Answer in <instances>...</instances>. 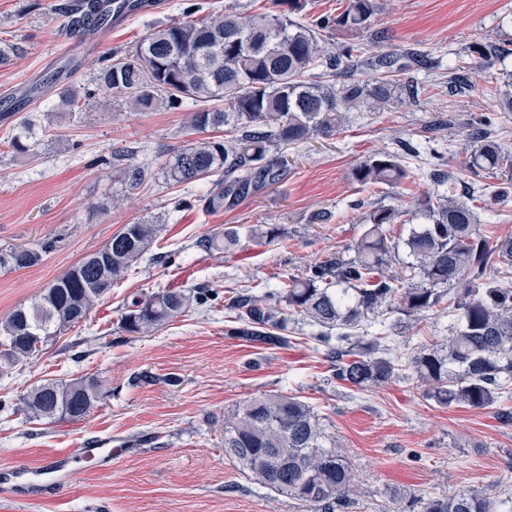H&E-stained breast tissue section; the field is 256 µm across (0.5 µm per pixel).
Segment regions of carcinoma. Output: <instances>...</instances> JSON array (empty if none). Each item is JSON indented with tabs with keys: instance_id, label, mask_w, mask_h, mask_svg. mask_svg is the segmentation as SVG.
<instances>
[{
	"instance_id": "cac0c4a2",
	"label": "carcinoma",
	"mask_w": 512,
	"mask_h": 512,
	"mask_svg": "<svg viewBox=\"0 0 512 512\" xmlns=\"http://www.w3.org/2000/svg\"><path fill=\"white\" fill-rule=\"evenodd\" d=\"M288 10L244 14L234 5L224 14L187 20L150 33L134 51L101 68L98 89L130 100L142 111L178 108L187 99L205 103L191 114V126L227 137H209L176 150L165 163L166 181L184 188L213 179L207 208L236 207L256 190L277 183L288 170L287 150L342 130L346 113L365 104L381 110L420 89L406 73L437 68L439 58L414 49L366 52L358 37L371 30L380 0H345L336 15L301 23L291 15L305 0H273ZM144 0H67L60 8L64 26L86 29L113 13L141 10ZM346 40L332 51L328 40ZM473 66H448L454 92L474 87L471 68H491L508 50L493 42L473 49ZM360 67L379 73L356 80ZM491 118L475 117L467 138L465 167L482 178L512 170V150L499 143ZM122 179L140 187L149 169L116 152ZM436 187L417 200L429 223L395 242L391 225L402 210L380 206L363 219L355 255L338 251L305 267L278 288L255 293L241 288L224 297L229 325L224 334L259 345L286 346L289 324L302 320L315 328L311 339L323 347L333 377L367 390L396 379L425 386L426 399L441 407L486 409L512 391V236L494 242L480 231L476 208L484 190L457 193L459 179L440 164L426 173ZM352 178L362 186H393L411 178L400 152L378 151L357 164ZM154 224H126L44 289L28 307L0 323V374L37 361L62 331L87 319L94 306L124 278L131 264L152 247ZM239 231L204 241L208 251L233 252ZM415 263L391 270L399 246ZM40 260L30 250L0 256L1 265L27 268ZM454 295V322L441 343L421 347L402 364L387 336L363 332L369 320L399 313L414 319ZM209 298V289H163L134 296L125 305L120 329L144 334L163 328L190 303ZM100 395L92 378L44 379L20 399L15 411L35 420H81ZM224 454L253 480L314 512L349 507L354 472L344 448L326 435L318 415L297 397L264 394L224 416ZM419 512H512V498L479 494L430 496Z\"/></svg>"
}]
</instances>
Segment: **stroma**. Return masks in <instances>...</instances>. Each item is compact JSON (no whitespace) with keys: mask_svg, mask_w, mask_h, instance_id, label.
<instances>
[{"mask_svg":"<svg viewBox=\"0 0 512 512\" xmlns=\"http://www.w3.org/2000/svg\"><path fill=\"white\" fill-rule=\"evenodd\" d=\"M62 0H0V41L22 46L0 64V113L31 115L36 152L16 151L10 121L0 120V253L40 252L28 268L0 267V320L29 304L56 278L102 248L124 225H161L153 259L133 264L87 320L64 331L34 363L0 376V401L17 402L40 380L96 378L105 398L80 421H35L0 411V470L39 465L58 448L99 437L119 448L111 465L76 468L56 500L27 512H302L288 497L262 488L224 453V414L268 393L294 395L311 405L327 433L345 448L356 472L349 512H389L390 496L408 499L448 493L512 497V397L496 408H442L426 401L415 384L400 379L360 391L331 378L323 353L308 341L309 328L283 347L255 346L224 333V295L247 282L264 291L354 243L365 212L379 205L412 204L432 190L429 180L394 187L361 188L353 167L399 143L416 146L408 167L444 156L446 169L469 183L464 168L467 125L498 109L491 78L512 74V54L476 78L472 91L448 89V64L493 40L512 46V0H382L373 28L384 49L416 48L441 56L444 65L413 76L425 91L381 112H353L343 130L288 152L283 179L250 194L233 209H205L210 189L166 184L162 164L197 139L189 108L141 111L122 99H103L97 73L111 56L134 51L154 28L178 23L181 0H154L152 10L87 32L96 52L81 60L60 53L71 34L58 14ZM77 87L79 107L59 105L62 91ZM437 115L453 116L452 139L428 140ZM133 152L151 175L122 191L114 152ZM187 196L192 206L175 209ZM327 211L328 223L315 215ZM278 227L274 242L243 237L232 254L205 251L202 239L225 228ZM207 287L202 306L174 318L150 336L118 328L123 304L160 288ZM447 313L426 312L395 327L393 345L408 357L421 344L447 335Z\"/></svg>","mask_w":512,"mask_h":512,"instance_id":"1","label":"stroma"}]
</instances>
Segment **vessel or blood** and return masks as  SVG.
<instances>
[{
  "label": "vessel or blood",
  "mask_w": 512,
  "mask_h": 512,
  "mask_svg": "<svg viewBox=\"0 0 512 512\" xmlns=\"http://www.w3.org/2000/svg\"><path fill=\"white\" fill-rule=\"evenodd\" d=\"M111 459V449L99 440L85 443L80 448L53 452L39 466L0 472V497L16 504L39 502L38 487L44 484H52L60 489L67 487L74 464L100 467Z\"/></svg>",
  "instance_id": "vessel-or-blood-1"
}]
</instances>
